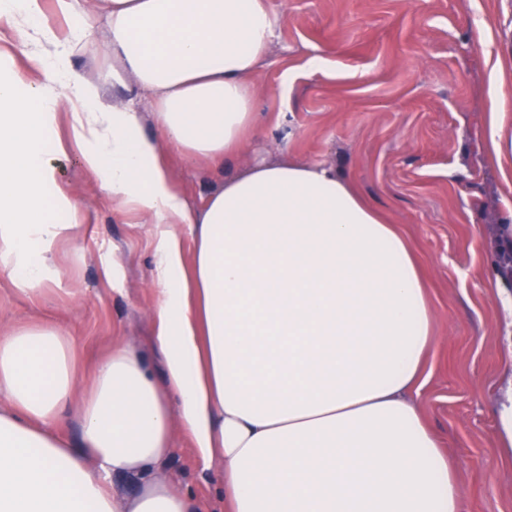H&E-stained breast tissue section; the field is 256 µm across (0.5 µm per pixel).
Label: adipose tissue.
<instances>
[{
    "instance_id": "1",
    "label": "adipose tissue",
    "mask_w": 512,
    "mask_h": 512,
    "mask_svg": "<svg viewBox=\"0 0 512 512\" xmlns=\"http://www.w3.org/2000/svg\"><path fill=\"white\" fill-rule=\"evenodd\" d=\"M58 3L63 40L40 0H0V31L38 41L44 75L0 78V268L24 294L48 281L78 215L56 161L78 144L116 205L153 224L165 371L117 341L80 386L55 324L0 336V512H196L164 471L180 432L218 466L225 512H461L458 465L415 399L434 315L407 237L321 164L260 162L193 203L142 133L152 119L169 147L215 162L240 149L249 78L278 35L269 0ZM87 15L110 29L113 82L133 75L148 111L71 70ZM68 412L75 443L57 430ZM127 473L136 491L114 492ZM42 7L44 21L53 28L60 39H64L69 32L70 20L57 11L55 0H42Z\"/></svg>"
}]
</instances>
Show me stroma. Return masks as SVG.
Returning a JSON list of instances; mask_svg holds the SVG:
<instances>
[{
  "label": "stroma",
  "mask_w": 512,
  "mask_h": 512,
  "mask_svg": "<svg viewBox=\"0 0 512 512\" xmlns=\"http://www.w3.org/2000/svg\"><path fill=\"white\" fill-rule=\"evenodd\" d=\"M279 38L252 78L255 134L222 164L171 155L174 177L202 201L225 177L268 158L334 168L412 244L434 311V344L417 402L440 448L460 460L464 512H512V455L497 446L499 413L512 401V273L501 258L512 234V0H270ZM70 57L89 81L111 72L107 27ZM322 57V70L306 61ZM503 113L495 156L485 115ZM79 207L78 225L54 249L38 296L17 293L0 272V330L51 321L70 336L80 379L119 339L155 374L154 240L147 217L117 209L80 162L58 164ZM199 505L222 512L217 468L202 469L178 434L166 464Z\"/></svg>",
  "instance_id": "obj_1"
}]
</instances>
